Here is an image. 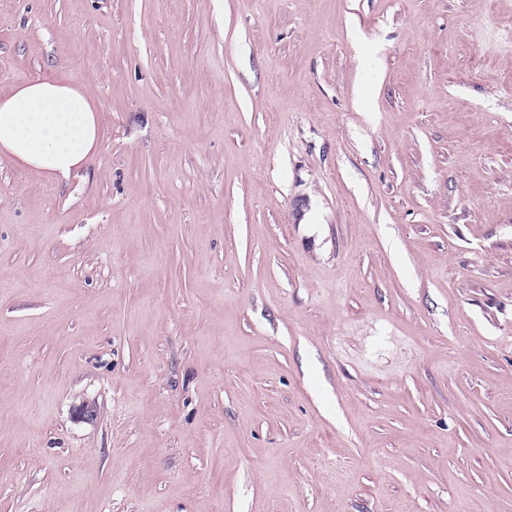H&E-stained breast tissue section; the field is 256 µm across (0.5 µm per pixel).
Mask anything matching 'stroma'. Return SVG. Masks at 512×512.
<instances>
[{
	"label": "stroma",
	"mask_w": 512,
	"mask_h": 512,
	"mask_svg": "<svg viewBox=\"0 0 512 512\" xmlns=\"http://www.w3.org/2000/svg\"><path fill=\"white\" fill-rule=\"evenodd\" d=\"M58 73L0 512H512V0H0V89Z\"/></svg>",
	"instance_id": "stroma-1"
}]
</instances>
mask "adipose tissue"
<instances>
[{
	"instance_id": "adipose-tissue-1",
	"label": "adipose tissue",
	"mask_w": 512,
	"mask_h": 512,
	"mask_svg": "<svg viewBox=\"0 0 512 512\" xmlns=\"http://www.w3.org/2000/svg\"><path fill=\"white\" fill-rule=\"evenodd\" d=\"M102 139L98 104L65 76L32 78L0 90V162L67 180L86 169Z\"/></svg>"
}]
</instances>
